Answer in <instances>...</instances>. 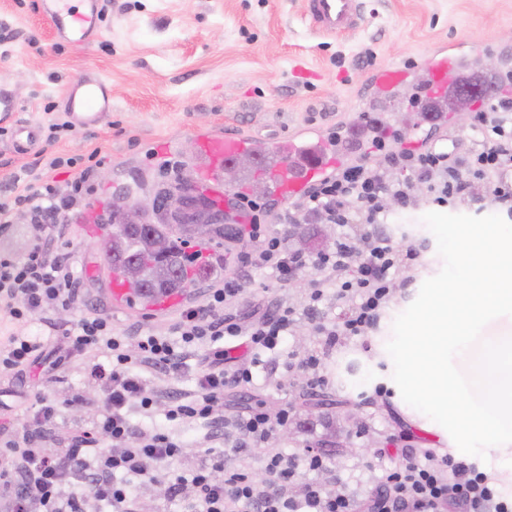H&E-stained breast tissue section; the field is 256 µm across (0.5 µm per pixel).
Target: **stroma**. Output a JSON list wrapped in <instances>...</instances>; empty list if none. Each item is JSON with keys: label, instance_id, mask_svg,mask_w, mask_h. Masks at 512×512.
Wrapping results in <instances>:
<instances>
[{"label": "stroma", "instance_id": "1", "mask_svg": "<svg viewBox=\"0 0 512 512\" xmlns=\"http://www.w3.org/2000/svg\"><path fill=\"white\" fill-rule=\"evenodd\" d=\"M363 12L359 28L328 37L309 26L303 0H104L100 33L89 47L79 48L58 37L42 13L41 0H0V92L19 105L16 126H32L39 133L31 150L21 154L14 148L13 128L0 131V197L10 194L16 178L43 173L47 156L73 157L82 165L95 150L107 157L95 173L82 214L60 227L58 248L74 251L78 306L109 314L117 330L146 328L169 338L179 306L203 301L214 284L236 272L238 255L259 249L258 240L241 236L198 240L203 260L210 263L208 277L177 293L176 305L137 298L113 303L101 216L116 194L130 191L149 201L158 188L174 186L185 175L199 176V136L238 133L264 144L297 134L331 139L351 126L367 137L370 119L381 116L417 149L448 140L461 149L467 146L474 131L472 114L449 113L433 132L416 113L412 96L421 92L431 101L446 92L443 84L421 88L431 52L443 46L477 62L495 59L500 71L512 72V0H363ZM383 66L408 72L396 99H383L372 90L370 75ZM85 75L111 87V112L101 125L50 139L45 105L64 115L67 94ZM234 188L261 203L262 224L272 233L287 232L290 249H325L342 232L322 221L284 227L286 212H302V198L283 200L268 190H254L252 167L240 168ZM434 209L423 193L417 207L389 210L384 228L393 242L420 252L411 279L384 308L376 329L346 338L331 350L323 349L319 327L336 317L335 299L324 301L315 316L302 313L309 288L322 277L319 270H305L283 288L273 287L268 270L247 277V301L237 305L238 314L251 315L257 300L285 302L299 308L300 315L275 364L259 371L254 389L226 390L218 420L230 421L256 398L271 411H289L286 429L243 453L212 440L207 428L166 421L159 411H132L137 429H165L189 447L214 449L226 467L257 475L268 454L299 460L306 449L330 438L343 448L328 453L327 472L300 466L296 479L337 483L358 494L372 488L390 466L389 458L374 456L372 450L391 439L421 457L434 448L458 455L447 430L405 404L386 351L396 316L443 266L436 240L422 221ZM311 355L318 358L323 378L314 388L294 366ZM103 384L93 360L78 357L67 359L57 372L37 368L0 376V415L24 419L34 410L36 393L48 394L63 408L42 437L48 446L64 448L100 414ZM380 388L385 391L381 398L376 395ZM310 393L337 397L341 404L325 414L304 407L302 398ZM77 395L83 404L70 406ZM126 482L140 512L187 510L185 502L168 500L164 483L132 476Z\"/></svg>", "mask_w": 512, "mask_h": 512}]
</instances>
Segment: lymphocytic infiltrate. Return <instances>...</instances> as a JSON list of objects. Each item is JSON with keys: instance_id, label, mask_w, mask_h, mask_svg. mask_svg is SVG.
Returning <instances> with one entry per match:
<instances>
[{"instance_id": "f902f5d3", "label": "lymphocytic infiltrate", "mask_w": 512, "mask_h": 512, "mask_svg": "<svg viewBox=\"0 0 512 512\" xmlns=\"http://www.w3.org/2000/svg\"><path fill=\"white\" fill-rule=\"evenodd\" d=\"M475 118L481 138L466 154L436 148L390 152L387 140L399 137L391 130L368 147L384 155V164L351 166L315 183L305 197L306 212L330 224L354 227L325 250L289 249L284 236L266 232L258 217L260 203L238 194L239 208L251 218L248 236L262 241L258 252L239 258V266L271 270L281 287L307 268L323 271V279L308 292L309 310H317L330 294L344 309L339 321L320 328L326 347L365 335L390 302L395 276L417 256L415 248L395 245L379 228L388 198L404 207L415 203L409 184L393 179L392 170L416 173L442 206L478 200L476 183L487 181L489 195L512 211V78L492 102L476 110ZM94 171L86 166L62 185L28 181L0 200V215L23 212L32 232L27 252L0 255V300L10 322L0 333V374L26 371L40 359L46 338L37 331L18 334L14 327L50 312L78 314L66 353L110 359V382L93 427L96 447L46 448L39 443L38 430L18 443L9 438V426L0 423V434L6 436L0 445V512H88L94 501L111 503L114 512H136L130 488L116 479L120 473L167 479L169 498L189 499L195 512H512V499L503 497L497 479L476 464L433 451L423 464L411 448L399 449L373 491L361 499L322 482L295 483V465L277 453L268 455L261 479L248 470L225 468L223 458L209 448L201 450L191 478L176 474L185 443L165 431L136 433L131 410L151 413L160 408L172 422L213 424L224 406L225 388L252 384L263 356L277 354L293 332L297 314L279 302L258 317L241 319L231 308L242 301L244 283L231 276L211 288L203 302L180 312L174 330L185 348L179 352L165 337L145 330L117 334L105 313L77 309L71 256L50 249L44 234L79 204ZM207 340L212 348H204ZM235 340L246 345L247 357H231L228 344ZM198 345L204 351L197 361L196 390L162 396L147 386L145 372L177 375L187 348ZM288 420L284 410L272 414L260 406L250 408L232 422V445L238 451L261 445L287 427Z\"/></svg>"}]
</instances>
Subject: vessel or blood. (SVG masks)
Wrapping results in <instances>:
<instances>
[{"label": "vessel or blood", "mask_w": 512, "mask_h": 512, "mask_svg": "<svg viewBox=\"0 0 512 512\" xmlns=\"http://www.w3.org/2000/svg\"><path fill=\"white\" fill-rule=\"evenodd\" d=\"M361 2L304 0V13L318 31L339 34L358 27ZM99 4L100 0H43V12L61 38L85 48L90 46L99 28ZM65 109L76 128L99 125L112 110V92L101 79L82 77L67 97ZM246 147V140L233 134L201 140L199 152L207 163V181H215L218 172L236 161ZM262 157L270 162L272 190L286 199L299 196L308 181L327 166L326 157L317 145L295 139L264 150Z\"/></svg>", "instance_id": "b4317fda"}]
</instances>
